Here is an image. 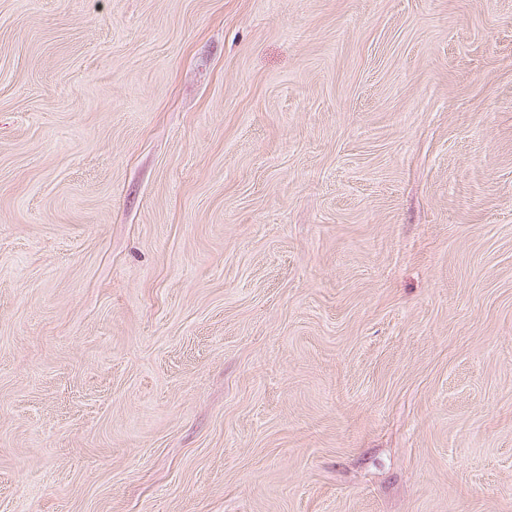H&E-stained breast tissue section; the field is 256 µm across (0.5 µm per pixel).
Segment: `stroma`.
Listing matches in <instances>:
<instances>
[{"label": "stroma", "mask_w": 512, "mask_h": 512, "mask_svg": "<svg viewBox=\"0 0 512 512\" xmlns=\"http://www.w3.org/2000/svg\"><path fill=\"white\" fill-rule=\"evenodd\" d=\"M0 512H512V0H0Z\"/></svg>", "instance_id": "35a3bbf8"}]
</instances>
